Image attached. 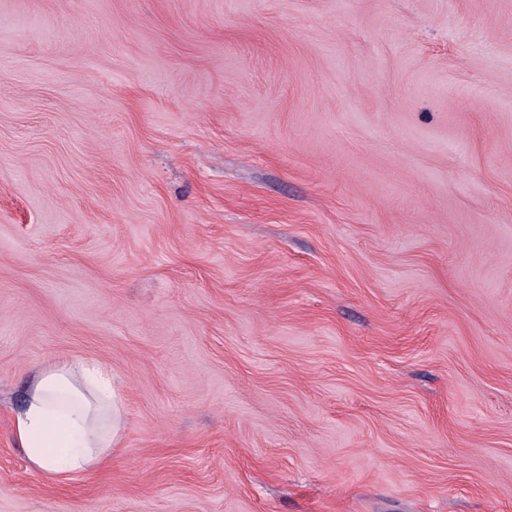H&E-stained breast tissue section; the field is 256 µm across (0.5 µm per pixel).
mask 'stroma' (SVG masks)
Listing matches in <instances>:
<instances>
[{
    "label": "stroma",
    "mask_w": 512,
    "mask_h": 512,
    "mask_svg": "<svg viewBox=\"0 0 512 512\" xmlns=\"http://www.w3.org/2000/svg\"><path fill=\"white\" fill-rule=\"evenodd\" d=\"M0 512H512V0H0ZM13 423L31 467L44 476L63 482L96 469L112 455L120 431L111 370L89 358L50 363Z\"/></svg>",
    "instance_id": "35a3bbf8"
}]
</instances>
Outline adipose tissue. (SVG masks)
Returning a JSON list of instances; mask_svg holds the SVG:
<instances>
[{"label": "adipose tissue", "instance_id": "ef3b65f1", "mask_svg": "<svg viewBox=\"0 0 512 512\" xmlns=\"http://www.w3.org/2000/svg\"><path fill=\"white\" fill-rule=\"evenodd\" d=\"M14 432L33 469L69 481L103 464L120 431L112 372L89 358L53 362L32 381Z\"/></svg>", "mask_w": 512, "mask_h": 512}]
</instances>
